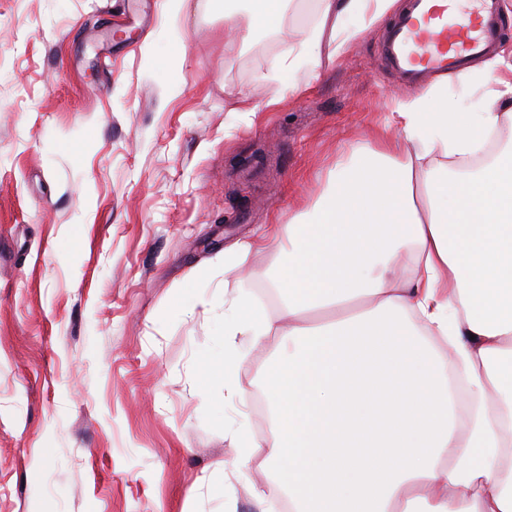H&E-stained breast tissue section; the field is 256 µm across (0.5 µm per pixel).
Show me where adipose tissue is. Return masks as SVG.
Masks as SVG:
<instances>
[{
  "label": "adipose tissue",
  "mask_w": 512,
  "mask_h": 512,
  "mask_svg": "<svg viewBox=\"0 0 512 512\" xmlns=\"http://www.w3.org/2000/svg\"><path fill=\"white\" fill-rule=\"evenodd\" d=\"M321 2L310 31L282 27L287 0H251L244 27L279 28L288 69L316 67L323 36L343 51L359 34L348 15L374 21L395 0ZM393 127L339 162L309 208L262 230L287 243L271 280L282 322L244 294L224 309L225 335L279 340L265 496L289 512H512V164L466 168L489 133L512 129V84L458 112L440 78ZM312 310L333 317L303 324Z\"/></svg>",
  "instance_id": "obj_1"
}]
</instances>
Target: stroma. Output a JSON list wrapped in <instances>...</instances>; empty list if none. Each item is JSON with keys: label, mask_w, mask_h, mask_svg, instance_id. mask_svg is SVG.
Listing matches in <instances>:
<instances>
[{"label": "stroma", "mask_w": 512, "mask_h": 512, "mask_svg": "<svg viewBox=\"0 0 512 512\" xmlns=\"http://www.w3.org/2000/svg\"><path fill=\"white\" fill-rule=\"evenodd\" d=\"M347 25L314 80L277 33L226 49L214 0H0V512H259L268 474L231 433L272 439L278 340H237L225 400L224 303L279 319L258 291L285 245L259 229L413 95L387 20ZM232 441L237 448L238 459L243 462H249L253 455V448L264 447L263 441L251 436L247 430L239 429L232 433Z\"/></svg>", "instance_id": "35a3bbf8"}]
</instances>
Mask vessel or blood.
<instances>
[{
    "label": "vessel or blood",
    "mask_w": 512,
    "mask_h": 512,
    "mask_svg": "<svg viewBox=\"0 0 512 512\" xmlns=\"http://www.w3.org/2000/svg\"><path fill=\"white\" fill-rule=\"evenodd\" d=\"M461 0H407L382 44L386 67L415 84L432 74L454 73L488 54L499 38L498 0H477L468 15Z\"/></svg>",
    "instance_id": "obj_1"
}]
</instances>
